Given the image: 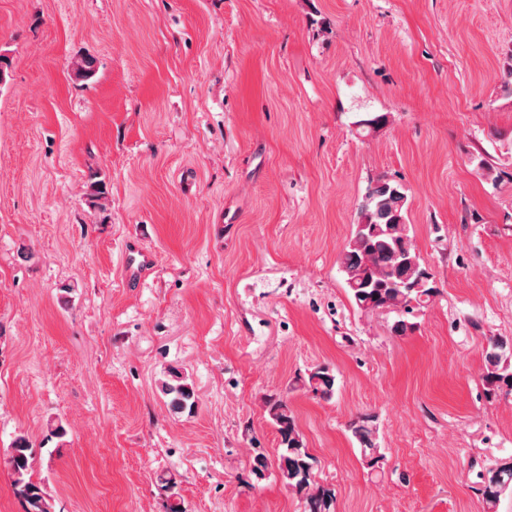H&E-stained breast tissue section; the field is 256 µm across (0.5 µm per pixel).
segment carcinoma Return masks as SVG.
<instances>
[{
    "mask_svg": "<svg viewBox=\"0 0 512 512\" xmlns=\"http://www.w3.org/2000/svg\"><path fill=\"white\" fill-rule=\"evenodd\" d=\"M74 74L89 79L95 74V59L81 56L71 61ZM88 204L105 214L109 210V191L102 180L91 183ZM406 196L401 186L384 178L366 193L358 207V222L352 225L350 236L338 256L339 270L348 289L349 300L361 313L389 311L398 314L392 331L403 336L413 333L418 323L411 318L422 311L437 288L417 287L429 276L423 258L417 251L407 224ZM512 349L506 343L495 341L486 354L484 391L488 398L505 392L512 394ZM297 387L320 397L334 393L336 375L327 365H318L304 376H297ZM161 392L168 406L177 414H194L198 395L189 378L176 369L169 371L161 382ZM265 411L279 436V450L275 459L262 452L253 457L251 473L270 467L279 481L304 501V512H335L336 489L317 481L319 461L313 455L302 433L288 398L270 396L265 400ZM359 445L362 463L370 474L384 472L386 455L377 436V428L370 416L362 417L348 426ZM8 465L12 487L24 512H52V503L42 483L33 479V451L31 442L21 436L11 448ZM166 492L165 512H186L175 491L173 477L160 479ZM471 490L488 509L497 512L501 497L512 495V461L493 460L484 463L475 474Z\"/></svg>",
    "mask_w": 512,
    "mask_h": 512,
    "instance_id": "obj_1",
    "label": "carcinoma"
}]
</instances>
